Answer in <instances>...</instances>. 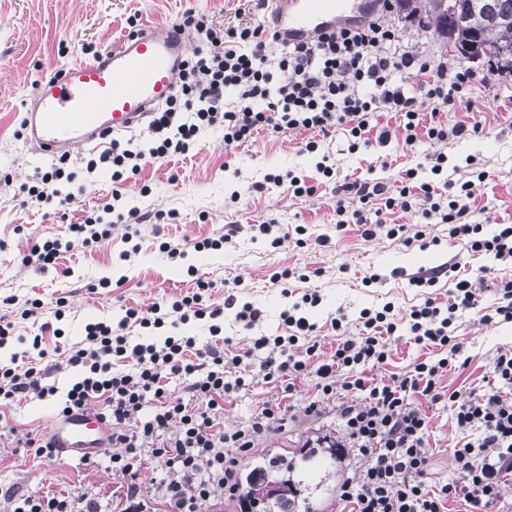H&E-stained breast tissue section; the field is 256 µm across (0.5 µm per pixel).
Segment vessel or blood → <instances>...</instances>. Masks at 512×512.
I'll use <instances>...</instances> for the list:
<instances>
[{
    "instance_id": "b4317fda",
    "label": "vessel or blood",
    "mask_w": 512,
    "mask_h": 512,
    "mask_svg": "<svg viewBox=\"0 0 512 512\" xmlns=\"http://www.w3.org/2000/svg\"><path fill=\"white\" fill-rule=\"evenodd\" d=\"M366 0L338 9L336 0H265V20L280 35L310 38L322 29L361 18ZM188 29L171 24L144 27L122 36L96 58L64 66L60 74L38 83L23 115V142L48 157L74 155L105 147L115 133L143 124L153 105L176 91L185 57ZM107 428L89 410L53 419L49 436L61 455L94 452Z\"/></svg>"
}]
</instances>
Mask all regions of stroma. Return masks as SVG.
Listing matches in <instances>:
<instances>
[{
	"label": "stroma",
	"instance_id": "obj_1",
	"mask_svg": "<svg viewBox=\"0 0 512 512\" xmlns=\"http://www.w3.org/2000/svg\"><path fill=\"white\" fill-rule=\"evenodd\" d=\"M239 5V0H0V316L16 325L15 338L0 348V362L9 363L12 356L22 354L24 338L36 334L43 335L47 350L68 349L81 340L86 324L118 322L126 308L145 310L192 291L199 277L213 281L211 302L216 306L224 302L226 283L243 278V288L236 291L239 302L252 303L263 316L248 333L239 327L234 310L225 309L223 332L241 347L252 334L287 335L281 312L299 302L304 292L318 290L322 302L307 314L327 351L338 340L331 326L337 314H345L353 326L365 308L379 309L390 302L404 312L421 304L429 292L447 298L453 286L448 278H440L429 292L409 283L411 277L434 266L460 262L462 277L472 281L484 307L495 301L496 281L512 278V264L488 254L469 255L449 238L447 225L421 224L414 212L386 210L381 219L406 225L411 233L424 228L431 239L424 250L383 236L362 237L353 225L337 230L332 194L338 181L369 179L393 185L404 170L414 168L418 180L439 186L447 180L471 181L470 220L480 225L483 237L498 233L500 225L512 224V75L498 76L495 92L474 89L479 111L460 107L444 114V121L451 125L481 123L483 131L475 137L445 144L425 139L413 152L394 140L374 141L353 151L348 138L338 134L324 139L317 153L307 154L301 150L307 138L303 132L262 131L248 144L234 147L225 145L224 130L219 127L203 132L192 154L163 165H146L119 184L109 174L90 175L83 166H73L66 190L74 202L67 213H60L53 202L27 205V186L33 185L35 175L56 165L21 140V114L38 80L53 76L65 65L91 59L134 25L161 27L189 10L206 14L216 29L249 22ZM435 152L447 154L446 174L435 175L422 167L424 155ZM320 160L332 166V177L317 172L315 164ZM288 171L308 177L317 187L315 194L297 198L288 182H274V175ZM480 171L485 179L474 180V173ZM173 173L178 176L174 182L169 179ZM115 188L122 193L120 210L136 208L143 218L136 254H129L123 240L125 227L119 223L93 251L77 247L65 253L59 268L22 264L28 239L67 237L69 224L79 222L84 209L105 202ZM271 219L286 231L303 226L304 245L288 238L275 248L267 238H252L250 225ZM233 224L240 225L241 231L223 249H199L203 239L223 234ZM323 237L328 238V246L320 245ZM169 244L181 250V258L168 257L165 247ZM286 268L307 273V280L293 278L284 287L274 284L272 273ZM371 274L375 282L365 283V276ZM59 297L66 307L57 320L53 308ZM35 298L43 303L42 321H55L56 331H40L31 320L21 319L26 301ZM457 324L463 361L449 366L440 385L448 393L485 389V375L497 352L512 348V323L486 326L476 312L468 311ZM312 395L313 383L308 379L290 393L282 386L262 383L227 405L224 423L229 428L241 425L266 402L290 404L285 430L259 444L251 457L296 456L308 440L341 434L335 413L307 414ZM56 411V401L23 400L0 407V427L20 433L42 431ZM425 411L430 419L428 479L439 486L459 476L454 450L464 434L447 402L426 406ZM359 464L347 450L321 472L322 483L313 497L320 512H336L337 486L343 477L354 475ZM110 481L104 456L91 465L79 459L49 463L28 457L24 449L0 446V489L66 493L83 482L105 490Z\"/></svg>",
	"mask_w": 512,
	"mask_h": 512
}]
</instances>
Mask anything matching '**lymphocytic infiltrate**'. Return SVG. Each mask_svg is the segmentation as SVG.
<instances>
[{
	"label": "lymphocytic infiltrate",
	"instance_id": "f902f5d3",
	"mask_svg": "<svg viewBox=\"0 0 512 512\" xmlns=\"http://www.w3.org/2000/svg\"><path fill=\"white\" fill-rule=\"evenodd\" d=\"M394 2L371 0L359 20L323 30L310 40L288 41L260 18L220 31L211 27L206 15L188 11L183 25L204 33L211 51L183 62L174 95L153 113L148 148L112 139L107 149L87 160V172L108 171L113 182H121L125 173H138L145 158L169 161L188 155L201 133L216 125L224 128L225 144L235 146L263 130L304 131L309 153L317 152L320 139L340 130L352 141L362 140L372 131L370 121L378 112L399 117L397 128L376 132L382 144L397 136L411 149L423 138L444 142L479 135L480 124L450 126L439 115L458 100L473 110L471 90L477 84L492 87V78L475 77L471 70L409 50L399 30L386 22ZM277 40L283 52L272 63L265 49ZM410 72L421 77L413 92L404 82ZM228 92L237 96L238 109H225ZM427 113L432 120L426 125L422 117ZM414 175L407 170L401 185L392 190L367 181L337 186V230L354 224L367 238L382 233L406 245L425 240L424 231L410 235L405 225L371 221V206L379 200L388 210L416 209L423 219H440L448 226L449 238L467 253L485 252L512 262V224L483 239L479 225L467 222L470 182H463L443 204L438 187L414 183ZM111 197L100 214L70 225L68 238L33 242L23 264L54 267L62 253L74 247L96 248L112 233L104 217L114 212L119 190H112ZM459 269V264L445 263L411 279L412 285L428 288L440 277L455 276L447 301L428 297L402 316L390 303L362 310L358 337L328 352L313 337V323L287 310L281 318L288 335L255 336L241 349L228 338L219 345H201L195 337L172 335L160 343L129 344L125 329L132 323L159 329L170 319L179 325L207 318L216 337L225 309L236 308L235 319L244 329L260 321L259 308L238 303L232 294L223 305H209L212 284L202 279L195 292L175 300L169 309L158 304L144 312L130 308L118 324H87L84 339L52 363L57 370L82 371L58 413L68 417L104 399L101 419L109 431L106 445L112 450L110 471L116 488L108 500L93 486L66 494L9 488L4 496L12 512H201L212 497L237 500L245 460L261 440L284 428L287 409L279 403L263 404L245 425L229 429L224 425L225 404L261 383L281 382L290 392L298 379L310 376L316 396L308 413L335 412L342 429L339 447L352 449L361 461L354 476L344 478L337 489L339 502L350 512H444L451 500L464 501L469 512H494L502 483L512 475V349L497 353L481 392L440 393L439 380L462 349L455 321L460 312L480 304L476 288L459 277ZM395 336L436 345L442 356L416 363L404 377H380ZM42 343V336L33 337L23 364H0L1 407L56 395L55 385L47 381L48 352ZM117 359L130 360V367L115 370ZM174 378L185 383L178 398L169 390ZM443 400L458 429H475L480 436L455 449L461 475L436 490L426 481L429 418L422 405ZM153 462L162 466L159 478L149 487L137 483V472Z\"/></svg>",
	"mask_w": 512,
	"mask_h": 512
}]
</instances>
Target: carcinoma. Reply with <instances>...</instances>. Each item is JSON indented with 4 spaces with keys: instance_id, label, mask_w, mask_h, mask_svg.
<instances>
[{
    "instance_id": "obj_1",
    "label": "carcinoma",
    "mask_w": 512,
    "mask_h": 512,
    "mask_svg": "<svg viewBox=\"0 0 512 512\" xmlns=\"http://www.w3.org/2000/svg\"><path fill=\"white\" fill-rule=\"evenodd\" d=\"M470 9L454 19L435 11L436 0H408L410 13L418 11L433 17L434 26L446 25L456 31V39L463 45L476 37L490 47L512 45V0H473ZM277 460L288 476L262 466H254L248 476H258L278 487L279 495L265 503L263 512H315L307 498L298 494V483L289 473L295 467L293 460L279 456Z\"/></svg>"
}]
</instances>
